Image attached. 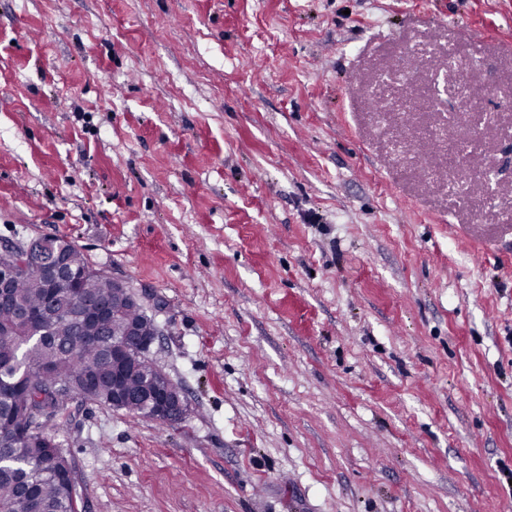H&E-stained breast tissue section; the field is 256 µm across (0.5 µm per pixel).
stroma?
I'll use <instances>...</instances> for the list:
<instances>
[{
	"mask_svg": "<svg viewBox=\"0 0 512 512\" xmlns=\"http://www.w3.org/2000/svg\"><path fill=\"white\" fill-rule=\"evenodd\" d=\"M36 237L149 292L189 405L47 421L83 512H512V0H0Z\"/></svg>",
	"mask_w": 512,
	"mask_h": 512,
	"instance_id": "obj_1",
	"label": "stroma"
}]
</instances>
